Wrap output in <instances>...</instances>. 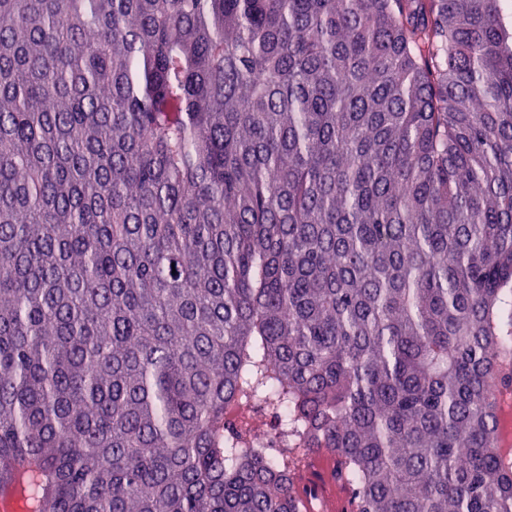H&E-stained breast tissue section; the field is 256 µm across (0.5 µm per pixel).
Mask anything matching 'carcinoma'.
<instances>
[{
	"label": "carcinoma",
	"instance_id": "cac0c4a2",
	"mask_svg": "<svg viewBox=\"0 0 512 512\" xmlns=\"http://www.w3.org/2000/svg\"><path fill=\"white\" fill-rule=\"evenodd\" d=\"M494 381L512 3L0 0V499L512 512ZM243 416L252 422L257 431L259 439L256 447L277 448V436L280 427L277 417L260 407L245 410ZM336 457L327 453L308 458L300 474L299 484L304 488L315 487L320 497L319 512H350L351 497L335 478Z\"/></svg>",
	"mask_w": 512,
	"mask_h": 512
}]
</instances>
